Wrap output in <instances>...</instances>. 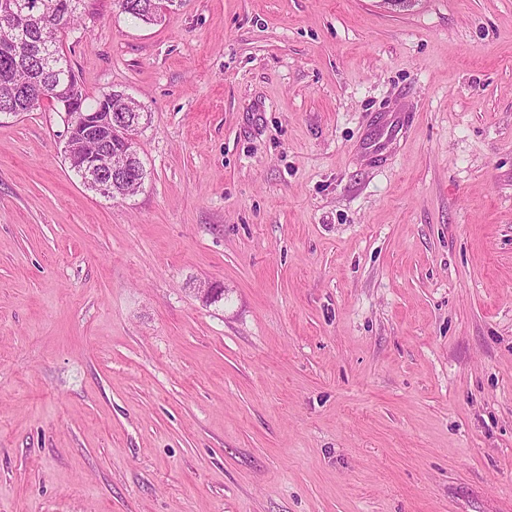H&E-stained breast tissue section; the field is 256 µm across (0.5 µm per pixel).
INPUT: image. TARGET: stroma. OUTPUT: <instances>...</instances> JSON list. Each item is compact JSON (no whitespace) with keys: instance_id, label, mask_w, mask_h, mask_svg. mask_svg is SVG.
Instances as JSON below:
<instances>
[{"instance_id":"35a3bbf8","label":"stroma","mask_w":512,"mask_h":512,"mask_svg":"<svg viewBox=\"0 0 512 512\" xmlns=\"http://www.w3.org/2000/svg\"><path fill=\"white\" fill-rule=\"evenodd\" d=\"M61 41L148 177L0 120V512H512V0H85ZM121 13L136 21L154 24L162 21L163 0H113Z\"/></svg>"}]
</instances>
